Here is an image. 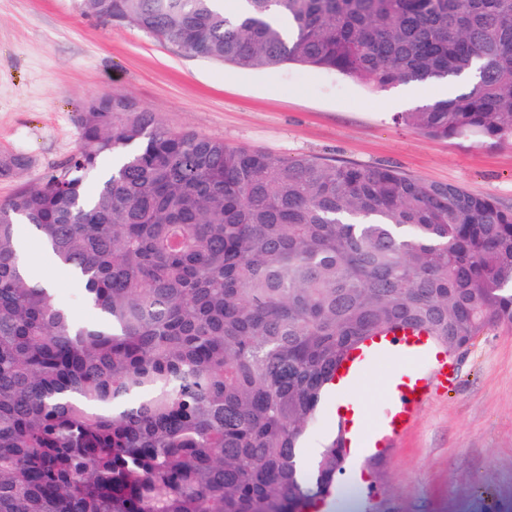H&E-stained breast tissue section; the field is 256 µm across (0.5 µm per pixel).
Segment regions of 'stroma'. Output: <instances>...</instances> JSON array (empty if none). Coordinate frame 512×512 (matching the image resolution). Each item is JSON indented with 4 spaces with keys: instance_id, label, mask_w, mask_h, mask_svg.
<instances>
[{
    "instance_id": "35a3bbf8",
    "label": "stroma",
    "mask_w": 512,
    "mask_h": 512,
    "mask_svg": "<svg viewBox=\"0 0 512 512\" xmlns=\"http://www.w3.org/2000/svg\"><path fill=\"white\" fill-rule=\"evenodd\" d=\"M122 94L175 131L280 157L382 164L512 207V140L440 139L398 123L438 83L381 90L289 65L240 70L190 56L132 26L83 15L78 0H0V156L28 165L0 178V202L55 173L80 139L76 104ZM447 394L426 401L388 448L349 449L326 512H512V328L488 329L452 357ZM408 364L377 367L355 396L383 418Z\"/></svg>"
}]
</instances>
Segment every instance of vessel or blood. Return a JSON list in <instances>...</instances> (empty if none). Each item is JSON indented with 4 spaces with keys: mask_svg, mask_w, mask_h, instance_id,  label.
Masks as SVG:
<instances>
[{
    "mask_svg": "<svg viewBox=\"0 0 512 512\" xmlns=\"http://www.w3.org/2000/svg\"><path fill=\"white\" fill-rule=\"evenodd\" d=\"M417 356L429 357L432 363L425 373L407 374L392 390V411L382 428L373 432L367 429L365 422L355 421L351 415L340 416L345 447L362 448L370 444L380 448L388 446L411 425L423 402L432 394L447 392L448 377L453 366L447 354L435 346L429 336L407 329L374 337L341 363L336 376L352 387L373 365L394 357L408 359Z\"/></svg>",
    "mask_w": 512,
    "mask_h": 512,
    "instance_id": "b4317fda",
    "label": "vessel or blood"
}]
</instances>
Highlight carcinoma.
I'll use <instances>...</instances> for the list:
<instances>
[{"instance_id": "carcinoma-1", "label": "carcinoma", "mask_w": 512, "mask_h": 512, "mask_svg": "<svg viewBox=\"0 0 512 512\" xmlns=\"http://www.w3.org/2000/svg\"><path fill=\"white\" fill-rule=\"evenodd\" d=\"M80 2L236 69L472 74L402 120L512 139V0ZM76 112L67 162L0 203V512H311L345 453L302 439L354 348L408 328L454 354L512 327V207L490 196L174 131L125 95ZM26 234L93 318L22 269Z\"/></svg>"}]
</instances>
